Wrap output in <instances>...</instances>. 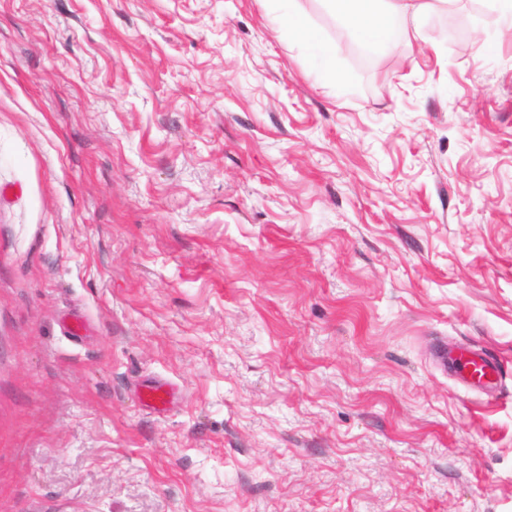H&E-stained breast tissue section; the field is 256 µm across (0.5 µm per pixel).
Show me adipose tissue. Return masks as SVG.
Returning <instances> with one entry per match:
<instances>
[{"instance_id": "ef3b65f1", "label": "adipose tissue", "mask_w": 512, "mask_h": 512, "mask_svg": "<svg viewBox=\"0 0 512 512\" xmlns=\"http://www.w3.org/2000/svg\"><path fill=\"white\" fill-rule=\"evenodd\" d=\"M326 5L371 51L409 39L429 10L427 0H326ZM285 25L289 38L321 63L327 79L337 80L334 44L316 35L303 22L298 8L289 9Z\"/></svg>"}]
</instances>
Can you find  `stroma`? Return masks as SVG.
I'll return each instance as SVG.
<instances>
[{
	"mask_svg": "<svg viewBox=\"0 0 512 512\" xmlns=\"http://www.w3.org/2000/svg\"><path fill=\"white\" fill-rule=\"evenodd\" d=\"M429 2L299 0L333 84L285 0H0V512H512V40ZM334 17L346 23L369 51L420 36L429 5L414 0H326ZM275 21L288 28V37L299 43L310 55L315 57L322 65L327 79L336 83V49L331 42L316 35L302 20L298 7H288V19L275 17ZM456 374L467 387L483 389L494 383L499 375V369L495 363L483 358L460 357Z\"/></svg>",
	"mask_w": 512,
	"mask_h": 512,
	"instance_id": "obj_1",
	"label": "stroma"
}]
</instances>
